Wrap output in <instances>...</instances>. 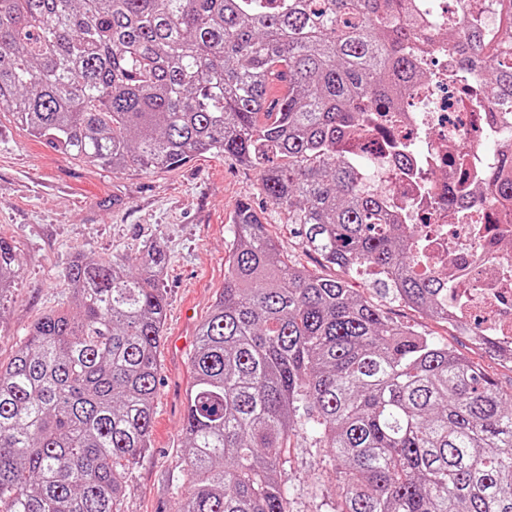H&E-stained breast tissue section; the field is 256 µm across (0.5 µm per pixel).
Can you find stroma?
I'll use <instances>...</instances> for the list:
<instances>
[{"label":"stroma","instance_id":"35a3bbf8","mask_svg":"<svg viewBox=\"0 0 512 512\" xmlns=\"http://www.w3.org/2000/svg\"><path fill=\"white\" fill-rule=\"evenodd\" d=\"M243 202L262 217L277 248L293 262L343 278L393 322L430 335L478 365L502 390L512 389V367L490 359L460 330L376 289L373 276L340 272L306 248L287 211L274 207L260 190L256 171L223 155L202 153L170 169L115 173L56 151L4 112L0 237L14 243L19 268L10 294L0 301L1 363L10 361L32 322L71 306L64 271L76 254L131 260L145 245L156 243L169 257L151 443L129 477L124 512H170L173 506L174 497L162 492L160 477L174 471L183 452L196 329L224 286L229 218ZM287 458L293 512H332L339 488L324 454L295 437Z\"/></svg>","mask_w":512,"mask_h":512}]
</instances>
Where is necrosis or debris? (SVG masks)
<instances>
[{
	"label": "necrosis or debris",
	"mask_w": 512,
	"mask_h": 512,
	"mask_svg": "<svg viewBox=\"0 0 512 512\" xmlns=\"http://www.w3.org/2000/svg\"><path fill=\"white\" fill-rule=\"evenodd\" d=\"M425 24L442 30L458 18L463 4L483 15L485 31L497 39L504 15L496 0H414ZM427 82L404 95L400 111L380 116L362 138L371 151L367 186H393L390 207L400 220L420 225L419 252L429 264L448 270V310L461 325L479 322L487 339L512 349V225L452 224L440 199L459 194L463 179L494 167L497 149L512 140V116L487 117L477 105L484 72L467 71L456 86L448 84V47L438 44L422 54ZM411 145L414 173L394 178L384 147L385 134Z\"/></svg>",
	"instance_id": "necrosis-or-debris-1"
}]
</instances>
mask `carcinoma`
<instances>
[{
  "label": "carcinoma",
  "mask_w": 512,
  "mask_h": 512,
  "mask_svg": "<svg viewBox=\"0 0 512 512\" xmlns=\"http://www.w3.org/2000/svg\"><path fill=\"white\" fill-rule=\"evenodd\" d=\"M437 38L412 0H0V112L114 171L230 157L326 263L369 268L451 324L448 278L417 270L420 231L367 188L359 144L426 79L409 42ZM447 39L458 68L486 70L483 110L512 107V46L471 15ZM500 154L485 184L505 208L512 143ZM231 233L191 357L173 512H293L297 434L336 472L334 512H512V392L290 261L249 204ZM168 263L153 244L133 263L70 260L74 305L0 364V512H123L152 433ZM16 265L0 237V301ZM465 336L512 365L480 324Z\"/></svg>",
  "instance_id": "carcinoma-1"
}]
</instances>
